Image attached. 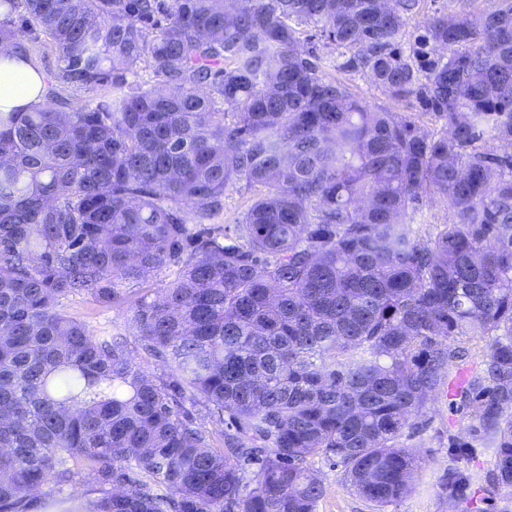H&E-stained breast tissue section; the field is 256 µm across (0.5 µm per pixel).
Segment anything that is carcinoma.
<instances>
[{
	"label": "carcinoma",
	"mask_w": 512,
	"mask_h": 512,
	"mask_svg": "<svg viewBox=\"0 0 512 512\" xmlns=\"http://www.w3.org/2000/svg\"><path fill=\"white\" fill-rule=\"evenodd\" d=\"M456 1L411 32L422 0H0V58L57 54L41 102L0 112V512H315L316 456L381 509L464 364L512 491V0ZM76 295L129 304L126 332ZM83 475L96 496L62 495ZM468 485L448 469L449 501ZM390 106L397 112L411 113L417 118V121L425 130L430 132H441L443 129V120H438L433 114L422 113L419 107L413 102H393ZM255 193L254 189H248L242 183L234 188H230L224 197V225L238 224L244 210L246 209L248 200ZM447 207L442 202H436L429 204L423 209L422 216H418V222H422L421 228L426 231L427 234L435 235L441 229L443 224H446ZM68 311L80 318L93 329L106 327L110 330L123 329L126 322V306H112L98 303L89 298L76 297L67 301Z\"/></svg>",
	"instance_id": "cac0c4a2"
}]
</instances>
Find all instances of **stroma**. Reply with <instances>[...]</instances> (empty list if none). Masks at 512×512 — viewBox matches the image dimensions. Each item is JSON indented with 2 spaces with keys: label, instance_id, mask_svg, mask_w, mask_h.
I'll list each match as a JSON object with an SVG mask.
<instances>
[{
  "label": "stroma",
  "instance_id": "obj_1",
  "mask_svg": "<svg viewBox=\"0 0 512 512\" xmlns=\"http://www.w3.org/2000/svg\"><path fill=\"white\" fill-rule=\"evenodd\" d=\"M67 306L73 316L86 321L94 329L118 330L123 328L127 318L124 308L89 298H73ZM452 434L462 440H470L469 421L459 405L448 403L441 396L417 420L411 444L419 451L425 464L411 492L381 512H467L465 506L449 503L442 489L449 467L455 465L468 476V493L482 499L485 512H512V491L494 486L491 449H471L465 461H456L453 449L448 446V437ZM311 466L324 484V494L316 512H379L346 482L342 467L323 457L313 458Z\"/></svg>",
  "mask_w": 512,
  "mask_h": 512
}]
</instances>
